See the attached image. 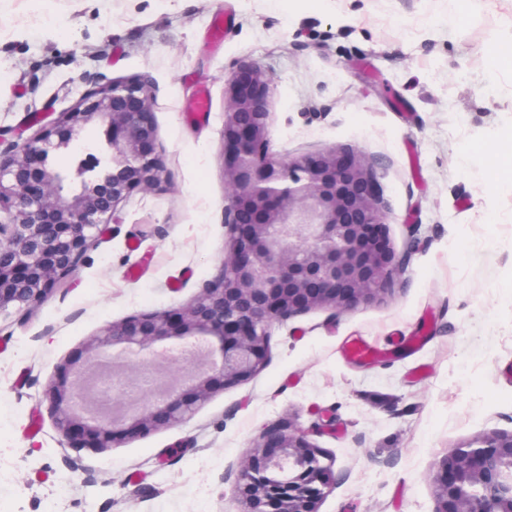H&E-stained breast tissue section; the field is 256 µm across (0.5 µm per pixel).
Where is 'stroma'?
<instances>
[{
    "label": "stroma",
    "mask_w": 512,
    "mask_h": 512,
    "mask_svg": "<svg viewBox=\"0 0 512 512\" xmlns=\"http://www.w3.org/2000/svg\"><path fill=\"white\" fill-rule=\"evenodd\" d=\"M511 39L512 0H0V139L145 76L164 164L44 305L0 320V512H241L242 459L288 423L333 462L320 512H434L436 460L512 430V187L492 178L512 66L491 54ZM244 61L274 79L273 150L363 153L410 262L390 297L274 324L265 369L184 422L68 447L46 397L58 365L222 266L224 78ZM354 341L382 359L352 360Z\"/></svg>",
    "instance_id": "1"
}]
</instances>
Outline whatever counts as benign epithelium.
Segmentation results:
<instances>
[{"label": "benign epithelium", "mask_w": 512, "mask_h": 512, "mask_svg": "<svg viewBox=\"0 0 512 512\" xmlns=\"http://www.w3.org/2000/svg\"><path fill=\"white\" fill-rule=\"evenodd\" d=\"M273 77L241 62L224 80V264L188 305L114 321L61 364L46 396L73 448H112L183 422L220 388L267 365L274 324L313 309L347 311L393 294L408 254L382 238L376 174L365 157L335 147L315 158L272 149ZM98 126L108 156L85 147L55 164ZM150 80H115L36 134L0 148V315L47 301L79 268L118 206L162 178ZM151 351L187 364L157 383ZM332 463L308 432L266 429L241 462L244 512H319ZM434 512H512V431L450 449L433 466Z\"/></svg>", "instance_id": "1"}]
</instances>
